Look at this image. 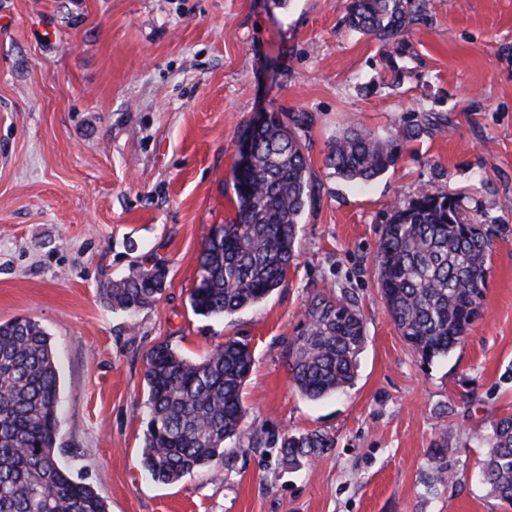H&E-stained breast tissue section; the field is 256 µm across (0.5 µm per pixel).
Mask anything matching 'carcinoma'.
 Listing matches in <instances>:
<instances>
[{
	"label": "carcinoma",
	"mask_w": 512,
	"mask_h": 512,
	"mask_svg": "<svg viewBox=\"0 0 512 512\" xmlns=\"http://www.w3.org/2000/svg\"><path fill=\"white\" fill-rule=\"evenodd\" d=\"M410 0H349V30L392 38L412 22ZM279 113L249 126L252 155L233 170L235 218L217 226L199 257L190 295L196 315L224 317L261 303L286 281L296 258L297 225L313 198L314 183L298 129ZM397 144L361 126L330 144L328 165L337 177L367 183L394 165ZM493 241L484 224L466 218L444 188L422 194L384 226L376 250L378 284L404 340L426 361L446 358L482 316ZM165 274L140 268L101 287L104 304L135 312L157 302ZM365 343L356 301L316 294L305 306L300 331L288 344L291 380L304 397L335 395L355 380ZM253 364L249 344L228 338L198 362L168 343L146 356V430L143 468L171 484L224 460L225 442L240 435L241 399ZM60 381L50 335L35 320L0 323V512H108L93 486L74 480L57 459ZM488 451L484 484L512 504V415L480 434ZM331 447L313 431L282 442L284 460L297 465Z\"/></svg>",
	"instance_id": "carcinoma-1"
}]
</instances>
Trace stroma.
<instances>
[{"label":"stroma","mask_w":512,"mask_h":512,"mask_svg":"<svg viewBox=\"0 0 512 512\" xmlns=\"http://www.w3.org/2000/svg\"><path fill=\"white\" fill-rule=\"evenodd\" d=\"M411 2L409 27L382 40L347 28V0H0V322L49 333L59 459L108 512H512L482 483L476 437L512 415V0ZM265 112L310 117L317 193L297 258L264 302L195 315L199 256L235 216L238 147ZM424 112L431 127L368 185L328 169L348 126L393 134ZM441 186L494 252L483 317L428 362L384 306L375 252L393 214ZM151 264L166 272L155 304L104 305V282ZM342 291L364 319L357 376L312 401L288 341L312 295ZM230 337L254 358L240 436L223 464L154 481L147 352L166 341L197 361ZM311 430L332 448L284 463L282 439Z\"/></svg>","instance_id":"stroma-1"}]
</instances>
